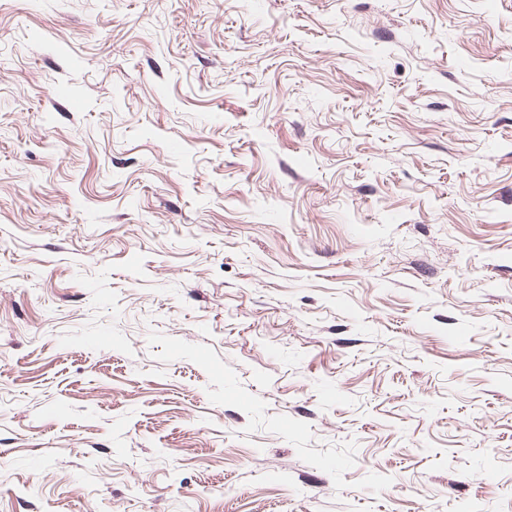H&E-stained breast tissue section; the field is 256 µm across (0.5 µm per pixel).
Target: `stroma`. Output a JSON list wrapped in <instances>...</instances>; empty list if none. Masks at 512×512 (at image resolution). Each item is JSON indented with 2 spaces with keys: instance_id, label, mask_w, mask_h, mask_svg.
Segmentation results:
<instances>
[{
  "instance_id": "stroma-1",
  "label": "stroma",
  "mask_w": 512,
  "mask_h": 512,
  "mask_svg": "<svg viewBox=\"0 0 512 512\" xmlns=\"http://www.w3.org/2000/svg\"><path fill=\"white\" fill-rule=\"evenodd\" d=\"M0 512H512V0H0Z\"/></svg>"
}]
</instances>
